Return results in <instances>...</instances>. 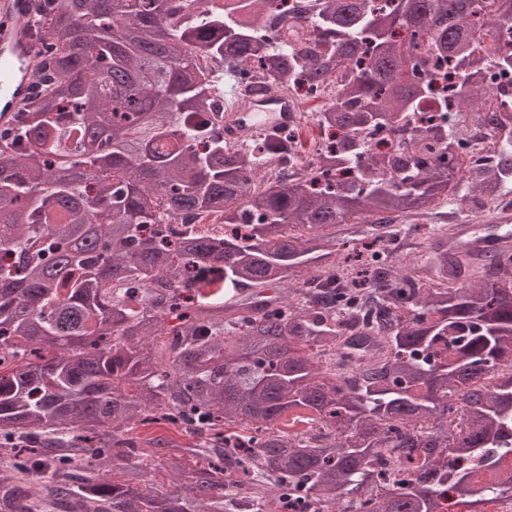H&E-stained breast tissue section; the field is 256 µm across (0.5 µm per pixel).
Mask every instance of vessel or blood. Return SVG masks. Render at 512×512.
<instances>
[{"instance_id":"vessel-or-blood-1","label":"vessel or blood","mask_w":512,"mask_h":512,"mask_svg":"<svg viewBox=\"0 0 512 512\" xmlns=\"http://www.w3.org/2000/svg\"><path fill=\"white\" fill-rule=\"evenodd\" d=\"M32 0H0V127L13 126L18 105L27 96L24 72L34 53L35 20ZM295 106L288 94L248 96L225 119V134L243 139L259 129L288 127ZM512 243V212L503 211L484 221L457 225L448 239L449 254L469 253L473 258L492 256Z\"/></svg>"}]
</instances>
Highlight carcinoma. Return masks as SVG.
<instances>
[{"label":"carcinoma","instance_id":"carcinoma-1","mask_svg":"<svg viewBox=\"0 0 512 512\" xmlns=\"http://www.w3.org/2000/svg\"><path fill=\"white\" fill-rule=\"evenodd\" d=\"M36 33L46 89L23 122L0 130V458L28 470L74 460L48 478L51 512H225L234 496L278 512H453L512 497V246L463 259L448 285V238L401 224L427 249L383 264L356 239L433 210L460 185L487 201L512 193V112L484 99L487 46L477 0H306L260 31L275 0H45ZM224 67L203 72L197 56ZM258 68L267 87L302 79L335 100L316 113L334 141L277 183L262 173L299 159L270 132L230 150L206 117L212 83L236 95ZM497 140L460 161V126ZM386 133L398 149L379 153ZM245 224L244 237L201 234L198 214ZM347 234L348 256L336 254ZM364 315L332 305L336 273ZM216 276L224 296L200 292ZM288 296L259 308L264 289ZM346 373L327 357L339 344ZM494 378L486 386L484 378ZM183 423L188 448L144 449L146 421ZM312 421L323 434L291 433ZM179 477L147 485L143 459ZM112 462L104 478L94 460ZM393 463L398 478L383 470ZM480 496L472 502L468 497ZM34 491L0 479V512H40Z\"/></svg>","mask_w":512,"mask_h":512}]
</instances>
